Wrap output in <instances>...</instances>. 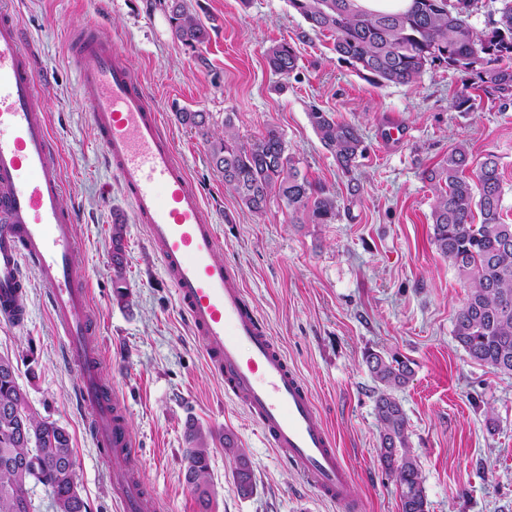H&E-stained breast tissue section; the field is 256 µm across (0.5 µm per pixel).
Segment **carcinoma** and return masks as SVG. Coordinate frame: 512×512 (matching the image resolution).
<instances>
[{
    "label": "carcinoma",
    "instance_id": "1",
    "mask_svg": "<svg viewBox=\"0 0 512 512\" xmlns=\"http://www.w3.org/2000/svg\"><path fill=\"white\" fill-rule=\"evenodd\" d=\"M174 37L192 47L209 39L206 25L191 11L187 0H163ZM314 32L335 35L334 50L369 82L384 85H415L436 64L470 76L468 90L458 94L453 107L470 112L477 108L480 94L495 95L508 105L512 100V0H500L497 17L487 28L470 22L475 0H413L410 9L389 15L368 14L355 0H288ZM270 70L287 76L297 66L294 48L281 42L266 51ZM178 121L203 138L209 137L206 113L182 111ZM311 126L323 146L346 172L362 155L358 129L313 107L308 112ZM211 160L224 176V186L249 210L261 213L270 195H277L296 215L313 224L336 220V196L301 174L298 161L286 146L275 125L259 137L243 143L232 131V119L224 117V135L209 142ZM473 176H466V169ZM433 184L431 241L446 257L469 288L465 304L456 316L453 334L475 362L503 374H512V224L505 222L502 176L492 154L474 162L462 145L448 151L436 169L424 172ZM480 222H475L474 211ZM113 288L116 298L124 291L123 225L112 229ZM365 363L384 390L375 400L382 426L380 461L395 474L400 489L401 512H428L417 459L408 446L407 421L399 401L390 390L409 380L410 365L393 356L365 354ZM18 365L0 356V512H35L29 495L30 482L50 489L55 512H89L76 475L67 468L74 456L70 434L55 422L38 416L17 381ZM185 482L195 492L204 512H210L208 483L210 448L207 437L191 424L186 430ZM28 453L31 461L22 471L8 463ZM224 453L234 458L237 490L253 492L252 464L237 448L233 437L224 434Z\"/></svg>",
    "mask_w": 512,
    "mask_h": 512
}]
</instances>
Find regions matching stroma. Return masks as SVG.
<instances>
[{
	"label": "stroma",
	"instance_id": "35a3bbf8",
	"mask_svg": "<svg viewBox=\"0 0 512 512\" xmlns=\"http://www.w3.org/2000/svg\"><path fill=\"white\" fill-rule=\"evenodd\" d=\"M209 29L192 48L175 39L158 0H0L36 47L42 103L58 149L63 202L76 208L74 260L86 278L104 347V382L127 412L141 449V475L162 498V512H197L184 480L186 429L195 424L211 448L212 512H340L268 446L241 398L226 393L179 308L156 250L134 218L108 165L83 101L70 29L95 19L99 34L132 65L150 104L159 106L179 161L196 181L223 240L218 259L233 269L250 307L306 382L316 419L336 438L354 478L360 512H399L395 475L380 463V385L366 351L399 355L412 368L394 390L407 418L429 512H512V375L470 359L453 335L467 290L431 242L434 191L424 180L449 150L473 160L495 155L504 214L512 223V104L483 99L472 112L451 108L465 73L439 65L412 87L377 86L333 49L331 32L310 31L288 0H190ZM288 42L298 56L287 76L265 51ZM317 106L353 124L365 152L343 172L309 119ZM200 111L223 134L232 116L241 142L277 125L299 169L336 196L331 224L297 220L278 197L250 212L224 186L208 143L176 114ZM357 196H350L351 186ZM121 223L129 296L112 288V225ZM26 325L0 322V356L33 357L20 372L30 407L71 436L77 481L92 512H117L111 462L96 448L75 397L47 290L29 273ZM231 434L250 459L253 492L238 493L234 463L219 438Z\"/></svg>",
	"mask_w": 512,
	"mask_h": 512
}]
</instances>
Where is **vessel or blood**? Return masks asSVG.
Returning a JSON list of instances; mask_svg holds the SVG:
<instances>
[{"instance_id": "1", "label": "vessel or blood", "mask_w": 512, "mask_h": 512, "mask_svg": "<svg viewBox=\"0 0 512 512\" xmlns=\"http://www.w3.org/2000/svg\"><path fill=\"white\" fill-rule=\"evenodd\" d=\"M72 53L106 156L209 365L226 391L243 397L252 422L287 466L341 512H358L361 497L334 436L315 421L307 386L246 304L232 271L216 258L217 227L163 132L159 109L148 103L128 61L101 40L93 22L78 30ZM37 58L18 19L0 8V320L24 324L27 312L19 297L27 271H35L63 332L92 437L112 461V491L121 512H159L157 491L136 471L139 450L126 411L103 385L88 284L72 262L76 217L62 204Z\"/></svg>"}]
</instances>
